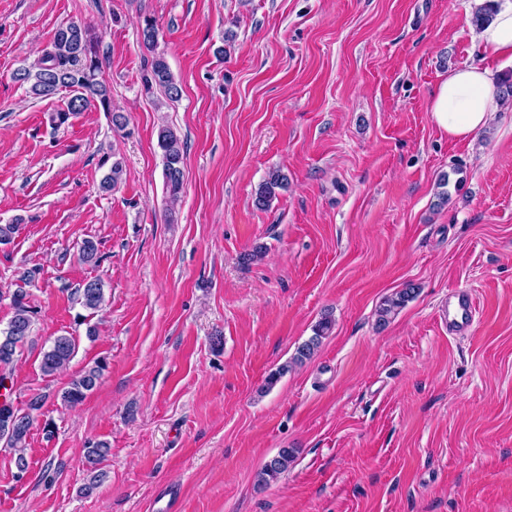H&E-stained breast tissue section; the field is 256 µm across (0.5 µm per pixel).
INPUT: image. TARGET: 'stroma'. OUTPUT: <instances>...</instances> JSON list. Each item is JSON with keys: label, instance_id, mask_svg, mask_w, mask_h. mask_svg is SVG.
Instances as JSON below:
<instances>
[{"label": "stroma", "instance_id": "1", "mask_svg": "<svg viewBox=\"0 0 512 512\" xmlns=\"http://www.w3.org/2000/svg\"><path fill=\"white\" fill-rule=\"evenodd\" d=\"M474 0H0V328L18 271L32 334L16 354L15 405L37 394L28 469L0 446V512H512V101L473 141L449 139L429 104L476 56ZM156 21L155 50L141 38ZM88 27L111 109L56 125L70 97L29 95L15 71L57 28ZM163 53L181 88H146ZM127 123L115 128L112 113ZM185 144L168 210L159 127ZM123 172L102 190V160ZM288 187L252 204L269 171ZM95 240L99 261L79 248ZM264 246L263 261L245 252ZM101 280L83 320L74 292ZM386 324L377 311L406 285ZM471 329L443 311L457 290ZM314 357H293L324 313ZM95 324L87 337V324ZM74 336L66 371L41 351ZM106 369L78 406L61 394ZM103 477L84 494V448ZM296 458L269 485L262 466ZM77 301L91 314L99 312L106 302L104 284L101 280L91 279L76 288ZM476 304L471 294L459 292L448 302V327L466 329L472 322ZM332 319L330 316L323 317L314 328V335L307 341L303 342L296 349L291 361L278 367L275 371L271 372L266 378L267 387H272L279 378L286 374L294 366L302 365L306 361L311 360L321 344L322 338L326 336L332 328ZM294 458V449H281L276 456L272 457L264 464L258 473V481L262 484H268L274 480H277L282 474L288 471V468L294 461Z\"/></svg>", "mask_w": 512, "mask_h": 512}]
</instances>
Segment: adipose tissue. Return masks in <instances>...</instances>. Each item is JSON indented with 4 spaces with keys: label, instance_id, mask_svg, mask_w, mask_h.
Here are the masks:
<instances>
[{
    "label": "adipose tissue",
    "instance_id": "ef3b65f1",
    "mask_svg": "<svg viewBox=\"0 0 512 512\" xmlns=\"http://www.w3.org/2000/svg\"><path fill=\"white\" fill-rule=\"evenodd\" d=\"M476 40L483 54L512 57V0H500L490 20L482 24ZM501 100L494 76L475 61L451 72L429 105L435 126L452 140H470L485 127Z\"/></svg>",
    "mask_w": 512,
    "mask_h": 512
}]
</instances>
